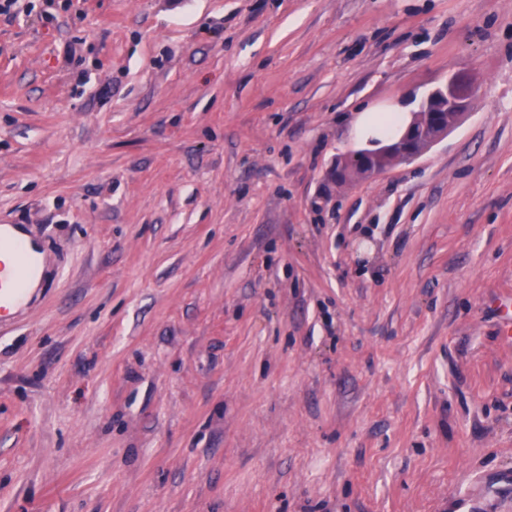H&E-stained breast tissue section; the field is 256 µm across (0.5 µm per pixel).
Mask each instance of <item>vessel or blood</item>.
<instances>
[{"label": "vessel or blood", "mask_w": 512, "mask_h": 512, "mask_svg": "<svg viewBox=\"0 0 512 512\" xmlns=\"http://www.w3.org/2000/svg\"><path fill=\"white\" fill-rule=\"evenodd\" d=\"M37 272L36 249L13 225H0V311L23 304L25 289Z\"/></svg>", "instance_id": "b4317fda"}]
</instances>
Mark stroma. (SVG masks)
I'll return each mask as SVG.
<instances>
[{
	"label": "stroma",
	"instance_id": "1",
	"mask_svg": "<svg viewBox=\"0 0 512 512\" xmlns=\"http://www.w3.org/2000/svg\"><path fill=\"white\" fill-rule=\"evenodd\" d=\"M0 512H512V0H20ZM478 92L421 158L366 109ZM473 94L474 88L463 74H452L430 90L419 111L411 112V120L402 134L375 148L357 150L336 158L330 170L331 180L374 179L398 163L417 159L447 138L448 133L467 115ZM448 115L451 116L449 122ZM350 155L359 160L358 167L349 165ZM391 121L382 124L386 119ZM409 119L405 112H363L357 120V132L360 138L383 141L394 135ZM15 224L0 225V311L23 304L27 283L36 275V249ZM8 256V264L2 259Z\"/></svg>",
	"mask_w": 512,
	"mask_h": 512
}]
</instances>
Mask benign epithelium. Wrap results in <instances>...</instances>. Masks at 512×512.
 Wrapping results in <instances>:
<instances>
[{"label":"benign epithelium","mask_w":512,"mask_h":512,"mask_svg":"<svg viewBox=\"0 0 512 512\" xmlns=\"http://www.w3.org/2000/svg\"><path fill=\"white\" fill-rule=\"evenodd\" d=\"M474 88L462 74L455 73L430 90L404 132L375 148L352 152L359 165L352 167L348 156L336 159L330 178L343 182L349 178L374 179L397 164L409 163L428 152L467 115Z\"/></svg>","instance_id":"1"}]
</instances>
